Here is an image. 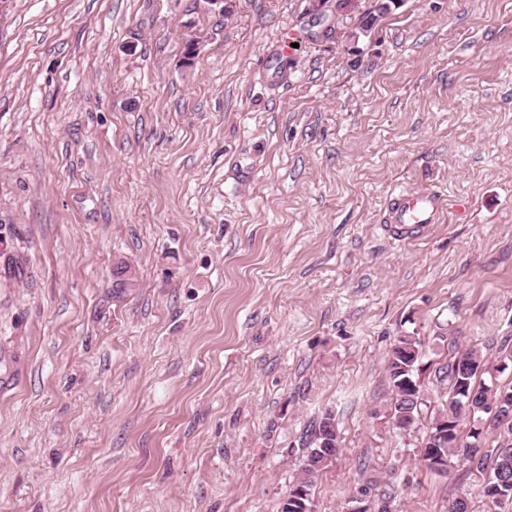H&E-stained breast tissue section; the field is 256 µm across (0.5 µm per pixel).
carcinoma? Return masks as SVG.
<instances>
[{
  "label": "carcinoma",
  "instance_id": "carcinoma-1",
  "mask_svg": "<svg viewBox=\"0 0 512 512\" xmlns=\"http://www.w3.org/2000/svg\"><path fill=\"white\" fill-rule=\"evenodd\" d=\"M385 3L391 5L393 0H377L372 10L362 15L358 31L370 30L376 26L382 15L390 12L389 8L383 7ZM416 351H422V341L416 333H407L398 337L387 358V372L393 394L390 415L394 429L398 431L414 430L422 410L419 398L409 397L410 390L405 385L406 379H414L417 375L420 359L414 357ZM461 366L469 369L465 380L468 381V390L476 394V405L481 406L490 399L495 400L503 392L512 395V387L503 391L498 389L492 393L476 389L477 374L487 373L486 361L478 350H466L448 363V370L445 371L448 380V399L445 406L438 411L439 415L457 427L461 426L463 420L469 418V407L465 405V400L461 399L457 383L454 382V373ZM301 446L306 450V454L296 483L310 490L314 486L317 473L326 465L324 455L335 454L339 448V432L336 417L332 412L328 411L322 415L318 423L305 435ZM443 454L450 458L460 456L469 463L470 468L479 472L489 471L484 487L495 485L501 491L499 498H491L489 502L497 505L504 501H512V444L501 445L489 452L484 449V439L469 432L457 445L445 448Z\"/></svg>",
  "mask_w": 512,
  "mask_h": 512
}]
</instances>
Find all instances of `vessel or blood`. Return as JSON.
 <instances>
[{
  "mask_svg": "<svg viewBox=\"0 0 512 512\" xmlns=\"http://www.w3.org/2000/svg\"><path fill=\"white\" fill-rule=\"evenodd\" d=\"M447 196L441 190L403 191L390 195L384 208L385 223L406 235L430 224L445 223Z\"/></svg>",
  "mask_w": 512,
  "mask_h": 512,
  "instance_id": "1",
  "label": "vessel or blood"
}]
</instances>
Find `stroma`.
Instances as JSON below:
<instances>
[{
	"label": "stroma",
	"mask_w": 512,
	"mask_h": 512,
	"mask_svg": "<svg viewBox=\"0 0 512 512\" xmlns=\"http://www.w3.org/2000/svg\"><path fill=\"white\" fill-rule=\"evenodd\" d=\"M0 5V512H278L325 410L315 512H512L388 420L416 332L512 357V0ZM195 44L186 60L187 44ZM448 221L400 240L395 190Z\"/></svg>",
	"instance_id": "stroma-1"
}]
</instances>
